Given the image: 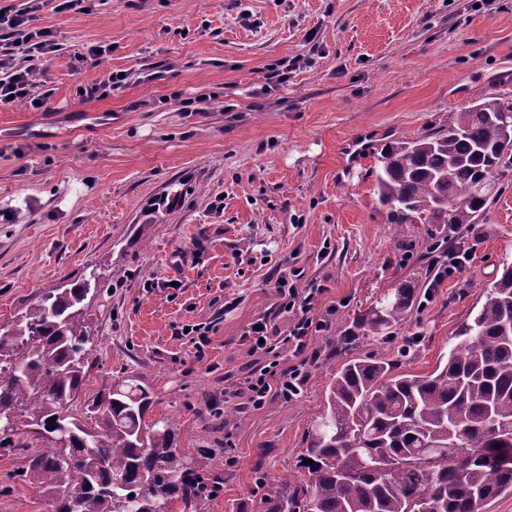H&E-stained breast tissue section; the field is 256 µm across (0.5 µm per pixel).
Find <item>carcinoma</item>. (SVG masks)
<instances>
[{"instance_id":"carcinoma-1","label":"carcinoma","mask_w":512,"mask_h":512,"mask_svg":"<svg viewBox=\"0 0 512 512\" xmlns=\"http://www.w3.org/2000/svg\"><path fill=\"white\" fill-rule=\"evenodd\" d=\"M512 101L488 96L448 129L396 141L377 157V192L391 224L474 223L487 185L512 167ZM448 198L442 204V198ZM90 283L35 299L0 338V450L21 426L70 432L34 450L18 476L55 497V512H197L210 485L175 444L164 419L149 422L147 387L121 379L74 412L93 341L84 301ZM416 288L402 282L354 318L343 338L399 324ZM428 376L392 375V363L347 361L302 449L306 478L267 486L269 512H473L476 498L512 494V265Z\"/></svg>"}]
</instances>
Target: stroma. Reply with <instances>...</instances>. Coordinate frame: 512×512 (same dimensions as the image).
Wrapping results in <instances>:
<instances>
[{
	"label": "stroma",
	"mask_w": 512,
	"mask_h": 512,
	"mask_svg": "<svg viewBox=\"0 0 512 512\" xmlns=\"http://www.w3.org/2000/svg\"><path fill=\"white\" fill-rule=\"evenodd\" d=\"M60 2L40 0L56 43L32 91L40 106H0V326L40 293L92 281L80 401L138 376L147 420H173L196 472L222 487L200 512H266L267 485L305 474L299 455L337 369L372 355L431 374L512 264V169L456 233L389 223L372 173L390 141L447 129L486 96L512 100V0ZM120 73L121 88L85 96ZM189 98L210 107L187 111ZM442 238L475 256L431 290L428 247ZM287 269L318 289L328 326L310 338L296 399L244 409L225 399L226 377L254 361L252 323L287 330L274 288ZM403 281L419 294L405 319L340 346ZM197 324L209 329L202 358L182 333ZM19 440L0 452V512H47L17 473L50 441Z\"/></svg>",
	"instance_id": "stroma-1"
}]
</instances>
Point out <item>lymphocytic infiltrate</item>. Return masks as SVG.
Wrapping results in <instances>:
<instances>
[{
	"label": "lymphocytic infiltrate",
	"mask_w": 512,
	"mask_h": 512,
	"mask_svg": "<svg viewBox=\"0 0 512 512\" xmlns=\"http://www.w3.org/2000/svg\"><path fill=\"white\" fill-rule=\"evenodd\" d=\"M33 20L31 12L23 10L17 12L11 21L16 32L15 42L25 47L30 64L15 69L10 61L0 62V67L8 71L7 76L0 79L1 105L29 98L34 87L35 61L55 48L48 28L35 27ZM275 288L279 296V312L288 316L291 327L284 332L262 318L252 323L244 335L249 353L268 357L265 365L248 368L234 382V397L244 399L246 407L252 409L262 408L273 397L289 402L300 395L308 377L309 361L305 357L308 343L313 333L325 326L324 321L313 314L317 289L298 290L290 286L284 276L278 278ZM287 352L297 357V364H285L283 355Z\"/></svg>",
	"instance_id": "obj_1"
}]
</instances>
